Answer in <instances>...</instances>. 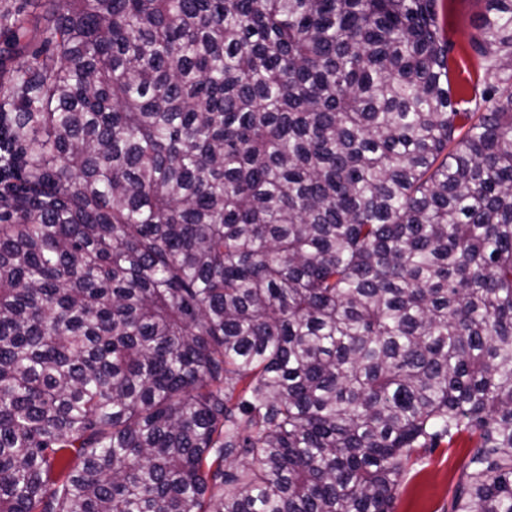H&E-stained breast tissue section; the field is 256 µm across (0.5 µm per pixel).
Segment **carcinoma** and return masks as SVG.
Instances as JSON below:
<instances>
[{"mask_svg":"<svg viewBox=\"0 0 512 512\" xmlns=\"http://www.w3.org/2000/svg\"><path fill=\"white\" fill-rule=\"evenodd\" d=\"M44 0L0 193V512H512V0ZM476 104V111L461 108ZM438 3L446 34L455 45L451 56L458 60L463 49L469 51V38L475 32L476 20L485 12V0H440ZM464 435L451 448H421L407 467L393 512H450L469 448Z\"/></svg>","mask_w":512,"mask_h":512,"instance_id":"carcinoma-1","label":"carcinoma"}]
</instances>
